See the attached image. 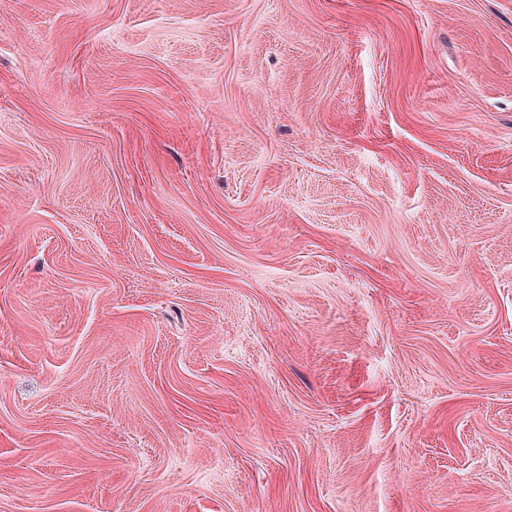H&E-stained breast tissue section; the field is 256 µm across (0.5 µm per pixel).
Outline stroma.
I'll return each mask as SVG.
<instances>
[{
	"instance_id": "stroma-1",
	"label": "stroma",
	"mask_w": 512,
	"mask_h": 512,
	"mask_svg": "<svg viewBox=\"0 0 512 512\" xmlns=\"http://www.w3.org/2000/svg\"><path fill=\"white\" fill-rule=\"evenodd\" d=\"M0 512H512V0H0Z\"/></svg>"
}]
</instances>
